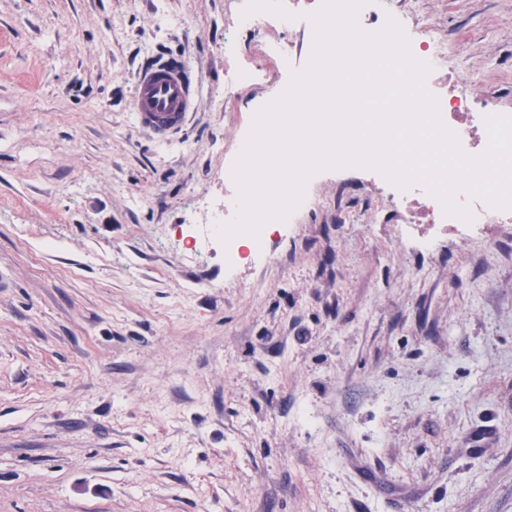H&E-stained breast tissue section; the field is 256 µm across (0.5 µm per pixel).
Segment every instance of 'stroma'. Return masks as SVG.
Instances as JSON below:
<instances>
[{"instance_id": "1", "label": "stroma", "mask_w": 512, "mask_h": 512, "mask_svg": "<svg viewBox=\"0 0 512 512\" xmlns=\"http://www.w3.org/2000/svg\"><path fill=\"white\" fill-rule=\"evenodd\" d=\"M230 0H0V512H512V223H401L340 168L266 259L189 256L276 31ZM434 78L512 112V0H418ZM198 109L136 121L141 62ZM199 84L188 65L173 57L159 58L137 73L132 106L140 126L159 144L183 130L198 105ZM268 77L267 71L262 64H257L255 68L237 69L232 72L225 84L224 100H229L235 95L236 88L247 81H264Z\"/></svg>"}]
</instances>
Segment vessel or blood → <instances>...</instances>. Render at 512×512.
Wrapping results in <instances>:
<instances>
[{"instance_id":"b4317fda","label":"vessel or blood","mask_w":512,"mask_h":512,"mask_svg":"<svg viewBox=\"0 0 512 512\" xmlns=\"http://www.w3.org/2000/svg\"><path fill=\"white\" fill-rule=\"evenodd\" d=\"M199 85L188 65L173 57L142 67L135 79L132 106L140 126L159 144L183 130L198 105Z\"/></svg>"}]
</instances>
